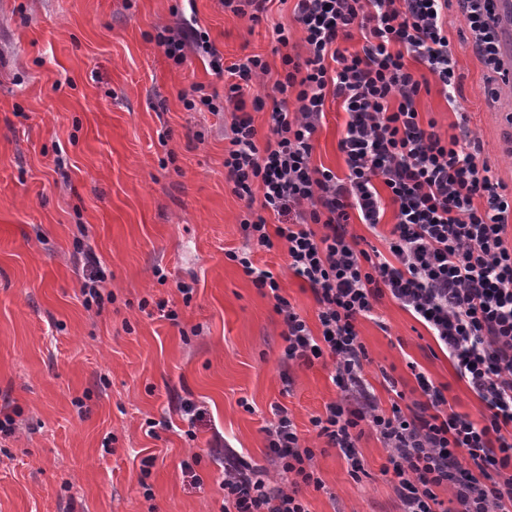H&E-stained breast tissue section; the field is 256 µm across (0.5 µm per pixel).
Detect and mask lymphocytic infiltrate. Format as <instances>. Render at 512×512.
Segmentation results:
<instances>
[{
    "mask_svg": "<svg viewBox=\"0 0 512 512\" xmlns=\"http://www.w3.org/2000/svg\"><path fill=\"white\" fill-rule=\"evenodd\" d=\"M294 2L305 53L283 54L282 75L249 102L246 89L270 72L262 56L225 63L208 33L191 23L155 35L175 63L196 51L215 74L231 76L223 100L197 87L184 95V106L233 109L224 180L249 206L241 228L257 246L285 247L289 270L314 296L319 332L250 251L225 256L269 290L284 325V361L332 360L341 397L310 423L339 450L352 478L363 471L357 446L368 429L388 450L382 471L391 477L399 512H512V191L496 178L479 140L465 130L445 135L424 127L417 109L433 83L454 113L465 109L448 39L449 5H456L485 70L500 74L495 0ZM355 38L359 48L349 49ZM416 63L427 76L413 71ZM329 97L347 114L337 143L347 168L342 176L312 163ZM249 103L270 111L266 139L245 111ZM389 210L394 223L384 233ZM354 219L376 233L377 244L362 245L350 233ZM386 297L447 351L457 377L485 406L480 420L455 411L445 385L415 364L419 400L381 406L365 377L356 323ZM265 435L285 485L225 448L223 512H309L303 488L324 487L314 449L282 406ZM447 485L448 505L437 494Z\"/></svg>",
    "mask_w": 512,
    "mask_h": 512,
    "instance_id": "obj_1",
    "label": "lymphocytic infiltrate"
}]
</instances>
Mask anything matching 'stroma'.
Segmentation results:
<instances>
[{
	"label": "stroma",
	"mask_w": 512,
	"mask_h": 512,
	"mask_svg": "<svg viewBox=\"0 0 512 512\" xmlns=\"http://www.w3.org/2000/svg\"><path fill=\"white\" fill-rule=\"evenodd\" d=\"M293 6L272 0L255 24L219 0H0V414L16 422L0 435V512H221L225 446L269 467L264 428L276 405L316 453L325 487L303 488L310 512H397L376 435L358 443L367 475L357 482L310 424L338 398L332 365L282 364L273 299L224 256L245 244L244 202L224 180L232 114L181 100L199 85L223 95V77L195 53L175 64L154 40L192 16L226 62L259 54L277 74L272 24L292 29L287 51L303 50ZM448 38L469 128L512 188L502 122L512 83L487 74L453 10ZM345 119L327 99L314 165L344 172ZM88 244L113 296L98 309L84 305L75 271ZM253 259L318 329V306L283 248ZM357 329L382 406L395 398L389 376L418 399L414 362L447 386L457 412L481 417L483 403L396 302L383 300Z\"/></svg>",
	"instance_id": "stroma-1"
}]
</instances>
